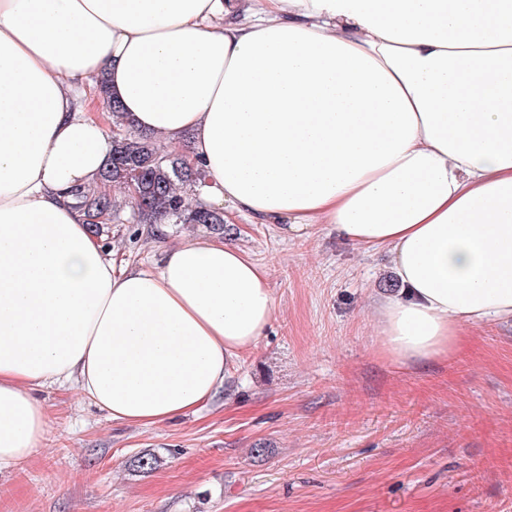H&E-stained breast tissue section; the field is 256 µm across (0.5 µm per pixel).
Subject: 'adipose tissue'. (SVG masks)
<instances>
[{
  "label": "adipose tissue",
  "mask_w": 512,
  "mask_h": 512,
  "mask_svg": "<svg viewBox=\"0 0 512 512\" xmlns=\"http://www.w3.org/2000/svg\"><path fill=\"white\" fill-rule=\"evenodd\" d=\"M99 77L226 212L387 251L383 355L512 320V0H0V471L45 438L36 389L170 421L274 315L264 268L207 235L114 268L68 195L111 149Z\"/></svg>",
  "instance_id": "adipose-tissue-1"
}]
</instances>
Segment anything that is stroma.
Returning <instances> with one entry per match:
<instances>
[{
  "instance_id": "stroma-1",
  "label": "stroma",
  "mask_w": 512,
  "mask_h": 512,
  "mask_svg": "<svg viewBox=\"0 0 512 512\" xmlns=\"http://www.w3.org/2000/svg\"><path fill=\"white\" fill-rule=\"evenodd\" d=\"M199 232L126 222L101 239L119 266ZM229 239L266 269L275 311L216 399L142 427L41 389L45 439L0 471V512H512L511 321L402 365L375 343L374 303L400 288L385 252L331 224L298 236L239 217Z\"/></svg>"
}]
</instances>
